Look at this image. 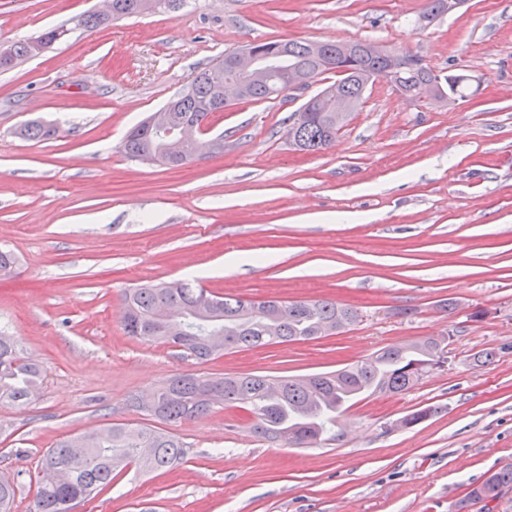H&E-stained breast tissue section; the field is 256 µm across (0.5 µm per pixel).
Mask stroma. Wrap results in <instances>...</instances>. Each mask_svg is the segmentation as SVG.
I'll list each match as a JSON object with an SVG mask.
<instances>
[{"label": "stroma", "instance_id": "stroma-1", "mask_svg": "<svg viewBox=\"0 0 512 512\" xmlns=\"http://www.w3.org/2000/svg\"><path fill=\"white\" fill-rule=\"evenodd\" d=\"M97 0H0V46ZM425 0H184L178 9L76 30L0 72V331L44 369L23 409L0 405V476L26 512L57 442L146 422L132 396L182 374L306 376L427 337L448 361L337 420L340 440L268 443L245 410L216 405L166 424L185 455L119 472L73 512H457L486 473L512 466V0H460L417 25ZM378 42L471 96L422 109L385 80L331 146L288 139L291 94L211 119L218 154L168 168L119 146L205 67L253 42ZM40 119L57 133L15 134ZM185 280L215 294L333 299L360 313L315 341L227 351L201 363L123 330V296ZM456 301L454 313L442 300ZM492 350L489 364L477 362ZM427 406L436 414L404 429Z\"/></svg>", "mask_w": 512, "mask_h": 512}]
</instances>
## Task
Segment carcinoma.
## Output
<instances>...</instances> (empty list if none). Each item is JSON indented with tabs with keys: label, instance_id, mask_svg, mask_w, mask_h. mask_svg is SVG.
<instances>
[{
	"label": "carcinoma",
	"instance_id": "cac0c4a2",
	"mask_svg": "<svg viewBox=\"0 0 512 512\" xmlns=\"http://www.w3.org/2000/svg\"><path fill=\"white\" fill-rule=\"evenodd\" d=\"M177 0H112V13L89 12L81 15L75 27L95 30L109 21L129 16L162 12ZM71 33L67 25L51 27L35 38L21 39L0 48V69L39 56L51 44ZM260 47L276 48L272 70L267 79L246 88L245 101L260 102L280 96L282 73L293 70L317 82L327 73L342 69L346 93L353 108L361 104L368 86L378 79L392 80L407 91L425 84L445 97H465L468 82L463 74L440 76L427 66L419 67L406 59L398 68L372 58L359 42H325L319 50L300 41L260 42ZM211 68L201 70L183 92L172 99L176 124L201 125L216 109L224 108L209 79ZM344 122L334 112H311L300 123H292L288 137L294 149L318 153L327 149ZM56 129L41 122L20 127L24 139L48 138ZM124 152L146 161L164 156L169 168L191 162L200 154L201 143L188 144L185 153L166 150L162 139L144 120L130 131ZM210 300L203 312L197 310L200 299ZM124 332L145 341L169 343L199 361H207L223 350L259 348L291 341L314 340L328 331L343 333L359 318L357 310L331 299L284 302L251 300L226 294L219 296L188 283L140 285L125 292ZM166 310L186 321V330L168 336L153 320ZM443 339L428 338L403 347L386 348L336 372L307 378H269L261 375L209 377L186 374L171 378L152 391V406L141 397L132 405L162 423H182L206 415L218 404H230L249 413L250 433L270 442L309 448L342 437L336 430L337 418L355 403L374 394H397L412 387L424 374L441 366L446 356ZM43 384L41 368L24 356L14 337L0 335V404L16 408L30 405ZM436 413L433 407L406 415L400 421L413 428ZM184 456L183 443L174 435L154 428L113 424L89 431L82 448L71 447L68 439L38 461V492L27 512H69L73 499L86 500L110 485L118 468L136 465L145 471L166 470ZM512 489V466L488 474L470 487L458 502V512H469L472 505L500 500ZM16 497L13 481L0 478V512H11Z\"/></svg>",
	"mask_w": 512,
	"mask_h": 512
}]
</instances>
